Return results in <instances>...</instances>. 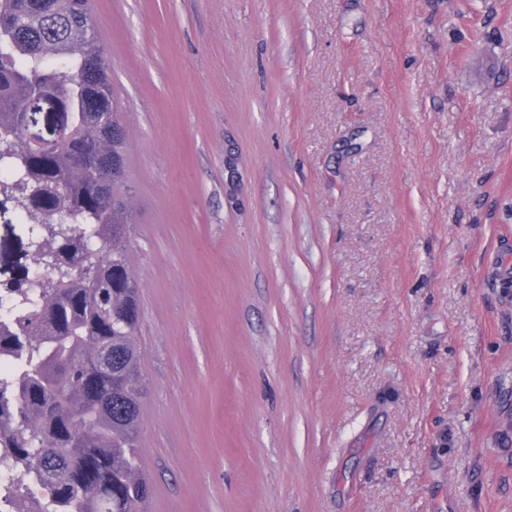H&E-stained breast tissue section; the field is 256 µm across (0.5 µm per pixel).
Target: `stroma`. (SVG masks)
I'll return each instance as SVG.
<instances>
[{"label": "stroma", "mask_w": 512, "mask_h": 512, "mask_svg": "<svg viewBox=\"0 0 512 512\" xmlns=\"http://www.w3.org/2000/svg\"><path fill=\"white\" fill-rule=\"evenodd\" d=\"M92 9L149 512H512V0ZM33 271L5 203L0 282Z\"/></svg>", "instance_id": "1"}]
</instances>
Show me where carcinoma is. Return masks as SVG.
<instances>
[{"label":"carcinoma","instance_id":"cac0c4a2","mask_svg":"<svg viewBox=\"0 0 512 512\" xmlns=\"http://www.w3.org/2000/svg\"><path fill=\"white\" fill-rule=\"evenodd\" d=\"M0 35V191L38 228L47 268L5 290L0 461L13 480L0 512H148L134 190L111 61L90 0H0ZM36 86L69 114L52 148L23 128Z\"/></svg>","mask_w":512,"mask_h":512}]
</instances>
